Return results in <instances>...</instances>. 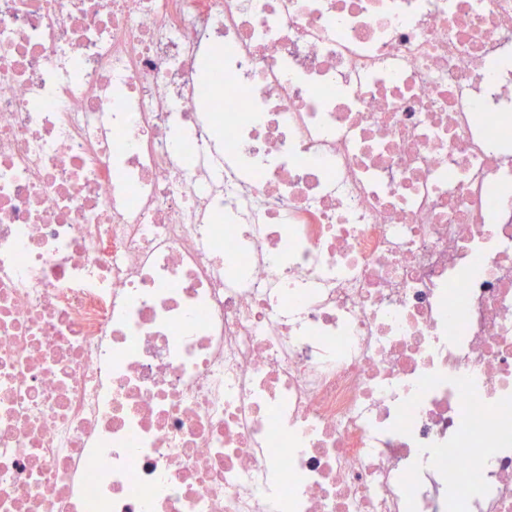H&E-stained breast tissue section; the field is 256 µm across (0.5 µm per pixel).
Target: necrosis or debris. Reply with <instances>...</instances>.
<instances>
[{
  "label": "necrosis or debris",
  "mask_w": 512,
  "mask_h": 512,
  "mask_svg": "<svg viewBox=\"0 0 512 512\" xmlns=\"http://www.w3.org/2000/svg\"><path fill=\"white\" fill-rule=\"evenodd\" d=\"M0 512H512V0H0Z\"/></svg>",
  "instance_id": "necrosis-or-debris-1"
}]
</instances>
